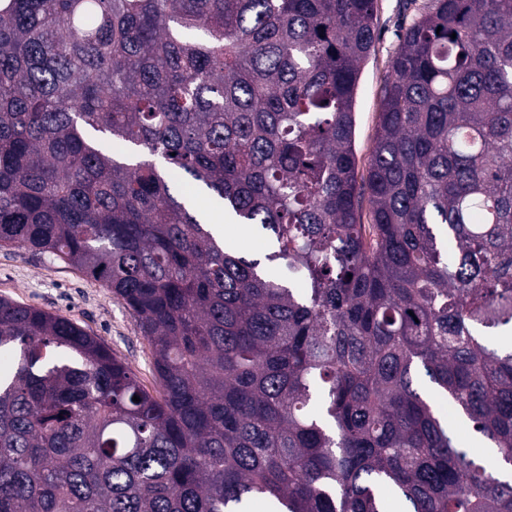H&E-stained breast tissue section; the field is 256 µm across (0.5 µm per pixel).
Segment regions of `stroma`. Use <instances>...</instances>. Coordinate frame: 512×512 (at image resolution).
I'll use <instances>...</instances> for the list:
<instances>
[{
    "label": "stroma",
    "mask_w": 512,
    "mask_h": 512,
    "mask_svg": "<svg viewBox=\"0 0 512 512\" xmlns=\"http://www.w3.org/2000/svg\"><path fill=\"white\" fill-rule=\"evenodd\" d=\"M431 0H376L378 38L364 62L355 107V151L366 172L379 124L381 88L399 35ZM0 297L64 316L96 336L125 361L147 389H154L151 346L126 305L109 288L46 256L0 247Z\"/></svg>",
    "instance_id": "35a3bbf8"
}]
</instances>
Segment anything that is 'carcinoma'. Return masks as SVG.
I'll list each match as a JSON object with an SVG mask.
<instances>
[{
    "label": "carcinoma",
    "instance_id": "1",
    "mask_svg": "<svg viewBox=\"0 0 512 512\" xmlns=\"http://www.w3.org/2000/svg\"><path fill=\"white\" fill-rule=\"evenodd\" d=\"M374 10L0 0V246L110 288L158 383L1 297L0 512H512L420 388L512 465V0L407 28L360 180ZM215 224L224 225V239L234 246L241 248L251 258H264L269 250L266 236L244 224H235L229 221L223 223L219 214Z\"/></svg>",
    "mask_w": 512,
    "mask_h": 512
}]
</instances>
